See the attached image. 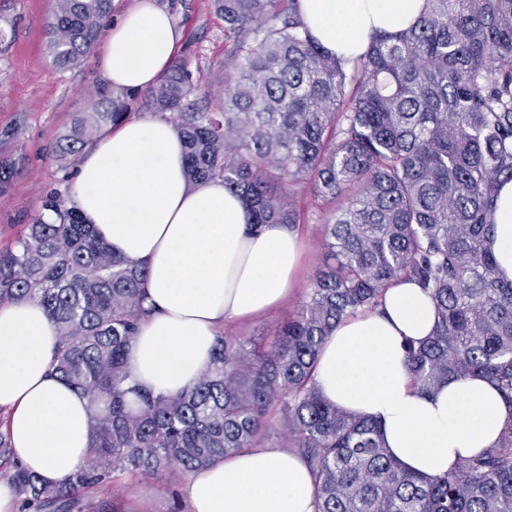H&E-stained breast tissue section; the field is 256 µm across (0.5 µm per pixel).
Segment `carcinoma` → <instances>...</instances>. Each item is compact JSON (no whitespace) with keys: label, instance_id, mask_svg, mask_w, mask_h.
Returning <instances> with one entry per match:
<instances>
[{"label":"carcinoma","instance_id":"carcinoma-1","mask_svg":"<svg viewBox=\"0 0 512 512\" xmlns=\"http://www.w3.org/2000/svg\"><path fill=\"white\" fill-rule=\"evenodd\" d=\"M298 2L210 0L233 38L222 95L184 62L144 93L104 84L53 153L65 184L135 104L173 119L189 182L222 180L254 228L298 226L296 195L309 190L329 216L305 300L268 340L219 337L194 386L142 393L129 381L145 267L112 252L67 191H48L0 250V302L28 299L56 323L53 368L89 399L93 438L62 485L16 467L21 512H110L92 491L128 474H192L272 430L313 473L317 512H512V280L492 249L512 181V0H423L408 28L349 60L310 37ZM111 12L112 0H52L53 65H83ZM15 174L1 157L0 195ZM398 279L420 284L438 316L429 338L405 343L414 385L478 378L511 415L495 447L434 479L401 470L380 423L329 403L313 379L337 325L382 307Z\"/></svg>","mask_w":512,"mask_h":512}]
</instances>
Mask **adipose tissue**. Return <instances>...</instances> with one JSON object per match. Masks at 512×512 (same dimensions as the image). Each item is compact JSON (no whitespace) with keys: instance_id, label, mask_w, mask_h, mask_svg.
<instances>
[{"instance_id":"obj_1","label":"adipose tissue","mask_w":512,"mask_h":512,"mask_svg":"<svg viewBox=\"0 0 512 512\" xmlns=\"http://www.w3.org/2000/svg\"><path fill=\"white\" fill-rule=\"evenodd\" d=\"M423 0H299L310 34L349 58L374 34H396ZM182 34L157 0H127L92 49L115 89L154 87L175 60ZM69 206L114 251L148 273V307L131 345L133 384L174 395L193 386L218 336L233 322L282 305L298 284V229H250L241 200L222 181L188 185L184 144L167 119L132 118L87 148L67 191ZM493 249L512 280V181L503 184ZM437 317L421 286L402 280L383 311L342 322L323 344L314 381L324 398L380 422L394 461L428 478L459 458L494 447L512 413L479 379L448 380L425 394L412 383L403 344L429 337ZM58 329L26 300L0 304V429L18 462L60 485L87 459L88 399L57 378ZM186 512H316L313 475L292 449L257 445L191 475Z\"/></svg>"}]
</instances>
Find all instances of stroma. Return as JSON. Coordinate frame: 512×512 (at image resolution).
Segmentation results:
<instances>
[{"label":"stroma","mask_w":512,"mask_h":512,"mask_svg":"<svg viewBox=\"0 0 512 512\" xmlns=\"http://www.w3.org/2000/svg\"><path fill=\"white\" fill-rule=\"evenodd\" d=\"M158 2L172 12L183 34L179 60L204 78L223 76L231 42L209 0ZM49 10V0H0V26L7 32L0 45V153L15 159L18 168L11 190L0 195V248L9 246L37 215L42 193L57 186L62 173L48 149L102 81L92 60L69 70L52 65L46 48ZM297 203L304 213L299 229L306 244L300 289L268 314L229 327V334L263 340L303 300L304 288L324 257L325 215L311 195L299 196ZM171 491L164 481L128 476L113 488L112 500L124 505L130 495L146 492L151 512H173Z\"/></svg>","instance_id":"35a3bbf8"}]
</instances>
